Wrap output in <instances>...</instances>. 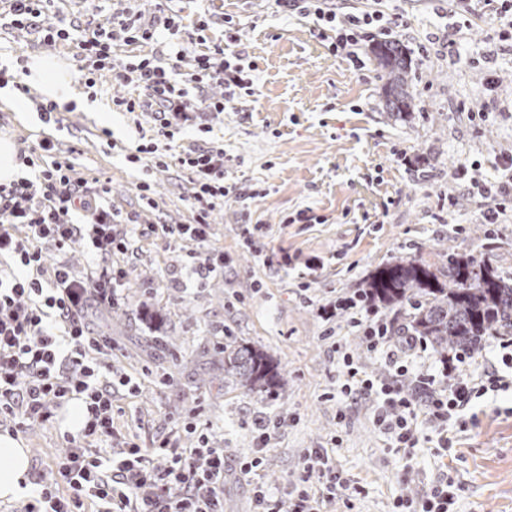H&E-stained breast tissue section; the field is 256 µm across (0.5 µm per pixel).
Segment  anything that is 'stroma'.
<instances>
[{
	"label": "stroma",
	"instance_id": "stroma-1",
	"mask_svg": "<svg viewBox=\"0 0 512 512\" xmlns=\"http://www.w3.org/2000/svg\"><path fill=\"white\" fill-rule=\"evenodd\" d=\"M383 8L413 61L415 108L399 121L387 118L372 54L355 69L331 52L311 19L278 13L273 0H168L167 11L182 19L180 71L193 70L202 34L228 39L229 50L254 66L253 95L228 104L212 133L190 128L181 135L186 147L224 143L233 190L210 222L211 245L229 262L222 276L201 283L185 273L194 241L159 232L136 237L120 263L122 297L101 318L112 335L113 370L138 386L134 394L115 389L118 433L148 448L171 433L189 442L193 424L236 463L251 456L255 416L287 415L264 460L265 481L273 495L287 497L304 450L328 449L341 477L361 489L351 505L339 500L328 512H389L397 496L417 494L437 476L439 461L427 448L393 450L373 427L369 406L345 401V367L332 345L356 340L344 326L325 339L330 323L322 306L353 294L401 255L437 265L452 252L471 255L512 275V216L482 224L484 200L468 190L471 180H497L499 154L512 149V112L494 113L480 127L467 113L481 102L484 77L472 60L493 54L494 74L512 83V51L491 53L480 19L449 42L448 0H385ZM154 11V0H56L47 21L63 26ZM114 36L113 76L91 86L74 46L30 29L0 31V51L24 63L55 57L89 101L112 115L107 126L95 113L67 112L54 130L39 119L36 89H11L0 99V136L24 152L54 135L61 150L76 149L84 177L109 180L120 215L144 226L190 223L186 170L169 166L150 191L136 187L131 147H160L164 138L149 114L114 105L135 94L118 79L134 53L122 44L124 31ZM20 100L27 112L16 111ZM301 210L315 223H289ZM227 340L260 349L278 365L288 382L278 399L225 382L212 361L214 345ZM473 412L475 421L455 429L447 458L457 484L454 510L512 512V391L485 397ZM20 438L37 469L49 470L62 451L56 425H33Z\"/></svg>",
	"mask_w": 512,
	"mask_h": 512
}]
</instances>
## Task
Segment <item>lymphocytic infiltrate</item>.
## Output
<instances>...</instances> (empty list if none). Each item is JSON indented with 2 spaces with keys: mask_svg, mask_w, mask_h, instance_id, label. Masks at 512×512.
Wrapping results in <instances>:
<instances>
[{
  "mask_svg": "<svg viewBox=\"0 0 512 512\" xmlns=\"http://www.w3.org/2000/svg\"><path fill=\"white\" fill-rule=\"evenodd\" d=\"M282 12L314 17L322 30L333 34L336 55L354 67H363V54L376 37L393 33L391 18L380 9L381 0L353 10L346 0H275ZM453 14L488 20V41L512 49V0H452ZM126 45L157 40L167 31L169 66L145 58L126 67L121 79L143 91L141 97L122 99L126 111L152 112L159 130L174 139L185 126L209 131L208 120L221 114L237 90L248 89L241 64L223 59L213 66L212 56H222L224 45L212 43L195 58L196 68L185 75L174 67L184 55L177 38L180 24L174 16L134 22L121 21ZM48 41L76 42L90 74L104 76L112 70V45L105 25L86 20L74 28L45 29ZM222 86L224 96H209L208 88ZM175 165L190 174L188 198L194 210L192 223L162 225L164 235L197 243L191 252L189 273L206 279L224 272L223 250L211 247L213 227L208 217L223 206L230 189L224 184V147L210 141L171 154ZM500 176L478 191L487 201L483 223H498L512 213V150L500 155ZM25 161L37 168L35 179L22 178L0 185V257L12 265L0 272V421L12 422L14 431L49 423L54 409L73 399L83 400L86 423L79 436L65 435L66 446L56 457L51 474L35 471L38 487L32 501L20 512H224V483L228 457L210 446L207 437L193 445L173 447L162 438L156 447L120 439L112 426V370L108 362L112 341L100 331L102 310L111 308L123 288V271L114 267L117 255L127 253L137 232L134 218H120L112 208L109 182H87L72 155L59 154L53 139L40 140ZM91 247L84 266L68 258L77 244ZM337 310L346 326L370 353L386 349L390 371L367 370L344 345L342 357L345 396L369 403L372 423L394 448H415L429 435L437 437L438 457L452 448L449 427L464 422L472 404L490 392L512 389V337H498L500 362L481 372H469L471 355L456 352L462 371L456 375L413 369L409 361L416 350H427L426 339L403 336L377 307L358 295L340 296ZM254 452L250 461L237 463L241 475L250 477L256 512H324L338 492L349 486L332 466L327 449L308 448L302 456L299 484L292 497L272 499L258 474L281 423L267 416L253 421ZM164 458L157 466L156 458ZM323 480L312 488L311 477ZM456 484L447 471L414 496H397L394 512H452Z\"/></svg>",
  "mask_w": 512,
  "mask_h": 512,
  "instance_id": "lymphocytic-infiltrate-1",
  "label": "lymphocytic infiltrate"
}]
</instances>
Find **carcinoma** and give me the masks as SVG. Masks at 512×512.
Here are the masks:
<instances>
[{
    "label": "carcinoma",
    "instance_id": "1",
    "mask_svg": "<svg viewBox=\"0 0 512 512\" xmlns=\"http://www.w3.org/2000/svg\"><path fill=\"white\" fill-rule=\"evenodd\" d=\"M371 51L386 76V112L401 119L414 110L412 59L398 41L377 43ZM359 294L384 308L409 307L410 333L424 337L443 357L450 349L476 350L489 337L512 335V276L474 256L452 254L439 266L401 257L379 270ZM214 356L224 362L226 382L268 393L285 386L278 367L258 349L224 343L214 348Z\"/></svg>",
    "mask_w": 512,
    "mask_h": 512
}]
</instances>
